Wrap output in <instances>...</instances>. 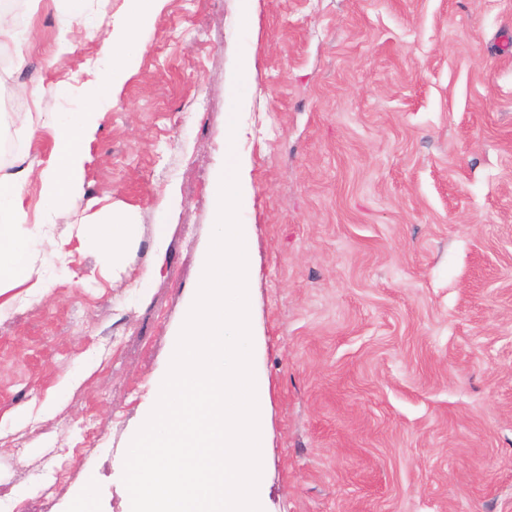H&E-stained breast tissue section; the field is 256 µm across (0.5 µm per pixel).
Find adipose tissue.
I'll list each match as a JSON object with an SVG mask.
<instances>
[{"mask_svg": "<svg viewBox=\"0 0 512 512\" xmlns=\"http://www.w3.org/2000/svg\"><path fill=\"white\" fill-rule=\"evenodd\" d=\"M107 61L99 68L97 80L78 108L48 115L46 125L55 134L56 146L51 161L39 171L26 168L0 177V286L19 284L28 278L29 243L16 233L26 223L23 193L30 177L40 182L41 220L49 222L62 210L70 197L84 184L86 143L96 133L99 118L112 106L115 89L125 80L128 67L140 52L131 36L115 35L104 29ZM89 198L88 206L97 207L98 218L93 235L98 246L112 257H120L130 238L128 224L114 221L108 209Z\"/></svg>", "mask_w": 512, "mask_h": 512, "instance_id": "1", "label": "adipose tissue"}]
</instances>
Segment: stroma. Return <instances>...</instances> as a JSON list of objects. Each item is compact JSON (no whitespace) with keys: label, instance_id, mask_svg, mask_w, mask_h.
Returning <instances> with one entry per match:
<instances>
[{"label":"stroma","instance_id":"35a3bbf8","mask_svg":"<svg viewBox=\"0 0 512 512\" xmlns=\"http://www.w3.org/2000/svg\"><path fill=\"white\" fill-rule=\"evenodd\" d=\"M104 17L141 51L52 225L27 185L29 281L0 293V512H127L126 445L182 327L235 108L265 512H512V0H161L137 24L129 0H86L62 55L67 0H21L0 175L50 160L28 113L82 102ZM91 197L132 226L120 260Z\"/></svg>","mask_w":512,"mask_h":512}]
</instances>
